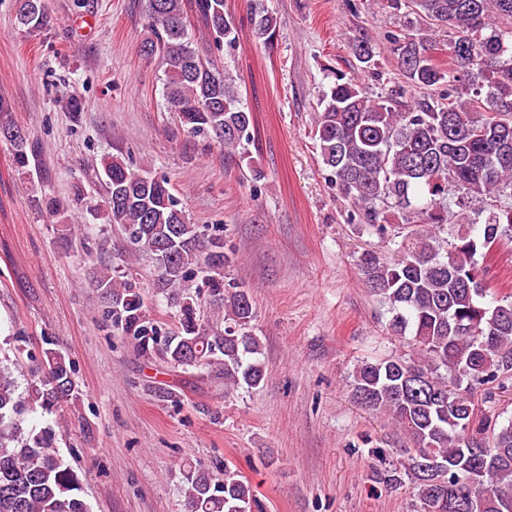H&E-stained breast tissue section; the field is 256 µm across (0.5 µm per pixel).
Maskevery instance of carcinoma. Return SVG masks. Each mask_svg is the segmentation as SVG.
I'll list each match as a JSON object with an SVG mask.
<instances>
[{
    "mask_svg": "<svg viewBox=\"0 0 512 512\" xmlns=\"http://www.w3.org/2000/svg\"><path fill=\"white\" fill-rule=\"evenodd\" d=\"M16 21L28 33L45 24L44 0H17ZM415 15L416 27L391 37L395 76L390 93L374 98L361 74L376 65V45L351 43L358 62L321 95L314 140L325 169L358 220L395 245L394 255L366 252L357 269L385 308L386 333L413 354L363 361L353 371V399L391 417L411 446L398 465L377 473L388 485L406 479L414 512H461L469 475L483 474L482 512L512 505V419L487 409L492 386L512 380V293L499 297L483 283L484 258L512 240V206L473 230L448 207V187L475 197L512 198V0H378ZM149 35L141 54L164 66L167 109L184 131L211 139L227 153L250 142L253 117L232 75L215 67L212 48L233 44L236 20L224 0H141ZM252 36L273 47L277 18L264 0H245ZM208 35L199 47L191 19ZM452 30L448 67L431 55L428 32ZM17 169L29 166L26 135L0 120ZM107 216L134 253L156 264V293L176 309L170 325L152 315L138 279L103 265L93 287L112 326L144 355L177 367L208 366L229 393L266 378L264 345L252 327L243 286L224 281V227L189 221L168 181L113 157L105 163ZM452 238H446V234ZM223 315L224 329L204 325L199 297ZM70 359L47 348L28 369L24 388L0 364V512H90L76 470L54 449L52 425H25L29 413H51L78 400ZM189 512H253L247 480L228 466L179 465Z\"/></svg>",
    "mask_w": 512,
    "mask_h": 512,
    "instance_id": "carcinoma-1",
    "label": "carcinoma"
}]
</instances>
